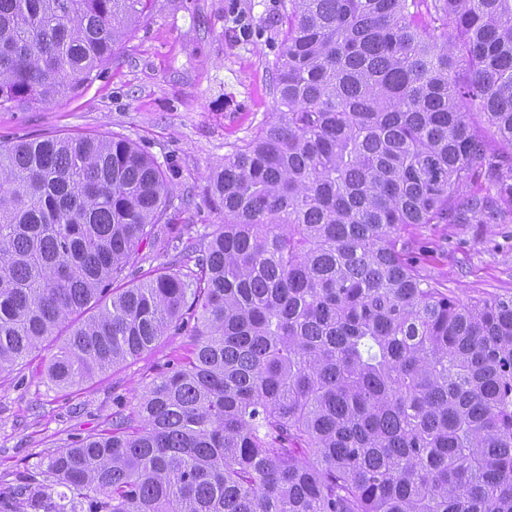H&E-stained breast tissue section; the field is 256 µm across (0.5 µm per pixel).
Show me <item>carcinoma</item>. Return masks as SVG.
<instances>
[{
	"mask_svg": "<svg viewBox=\"0 0 512 512\" xmlns=\"http://www.w3.org/2000/svg\"><path fill=\"white\" fill-rule=\"evenodd\" d=\"M153 0H0V110L79 94ZM428 9L439 25L419 22ZM276 118L221 224L129 283L170 183L121 135L0 142V375L65 328L79 388L188 354L0 512H512V296L460 303L410 224L512 221V0H288Z\"/></svg>",
	"mask_w": 512,
	"mask_h": 512,
	"instance_id": "1",
	"label": "carcinoma"
}]
</instances>
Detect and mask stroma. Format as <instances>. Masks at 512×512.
Returning a JSON list of instances; mask_svg holds the SVG:
<instances>
[{
  "mask_svg": "<svg viewBox=\"0 0 512 512\" xmlns=\"http://www.w3.org/2000/svg\"><path fill=\"white\" fill-rule=\"evenodd\" d=\"M282 10L283 0H154L92 85L48 106L0 111V139L112 132L131 139L166 169L173 189L165 226L135 266L145 273L174 263L172 237L200 238L220 222L203 195L210 171L275 117ZM405 236L423 273L457 301L512 295V222L415 224ZM188 349L187 337L163 336L76 389L51 384L44 355L0 376V491L39 472L48 453L103 429Z\"/></svg>",
  "mask_w": 512,
  "mask_h": 512,
  "instance_id": "stroma-1",
  "label": "stroma"
}]
</instances>
